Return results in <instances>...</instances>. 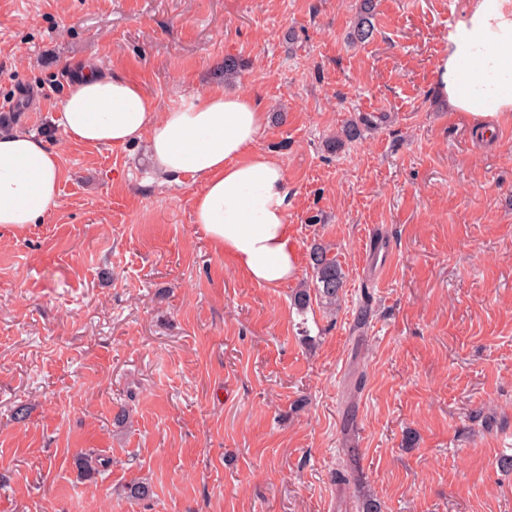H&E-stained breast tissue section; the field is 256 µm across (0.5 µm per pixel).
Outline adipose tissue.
<instances>
[{"label":"adipose tissue","mask_w":512,"mask_h":512,"mask_svg":"<svg viewBox=\"0 0 512 512\" xmlns=\"http://www.w3.org/2000/svg\"><path fill=\"white\" fill-rule=\"evenodd\" d=\"M436 92L480 130L512 119V0H468L435 61ZM55 122L70 140L96 147L145 144L160 183L199 179L195 224L232 266L276 288L299 273L288 213L294 198L281 164L250 149L266 122L243 92L213 89L157 111L142 86L83 62ZM59 153L35 133L0 132V230L20 232L56 207Z\"/></svg>","instance_id":"ef3b65f1"}]
</instances>
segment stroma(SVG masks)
<instances>
[{"label": "stroma", "mask_w": 512, "mask_h": 512, "mask_svg": "<svg viewBox=\"0 0 512 512\" xmlns=\"http://www.w3.org/2000/svg\"><path fill=\"white\" fill-rule=\"evenodd\" d=\"M358 4L0 0V101L37 91L18 126L63 169L43 222L0 232V512H360L347 448L383 512H512V121L487 142L436 97L467 0H377L352 45ZM87 60L161 112L216 86L261 102L295 281L231 267L193 222L200 180L52 124ZM316 243L345 273L333 316L291 301ZM91 449L110 464L87 476ZM375 0H360V11L357 17V21L353 27V31L350 34L351 42H365L372 37L373 26L371 18L375 9Z\"/></svg>", "instance_id": "35a3bbf8"}]
</instances>
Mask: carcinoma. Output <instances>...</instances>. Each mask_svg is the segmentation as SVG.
<instances>
[{
    "label": "carcinoma",
    "instance_id": "carcinoma-1",
    "mask_svg": "<svg viewBox=\"0 0 512 512\" xmlns=\"http://www.w3.org/2000/svg\"><path fill=\"white\" fill-rule=\"evenodd\" d=\"M375 9L374 0H360V11L357 21L350 34L353 42H365L372 37L373 26L371 18ZM309 266L311 268L310 285L296 289L293 295L294 305L301 311L305 310L316 300L327 312L336 313L345 283V273L332 249L321 243H315L309 251ZM110 460L94 452L85 453L79 458L81 471L96 474L109 466ZM356 469L355 450H349V456L340 467L336 468L334 480L336 485L346 488L354 481Z\"/></svg>",
    "mask_w": 512,
    "mask_h": 512
}]
</instances>
